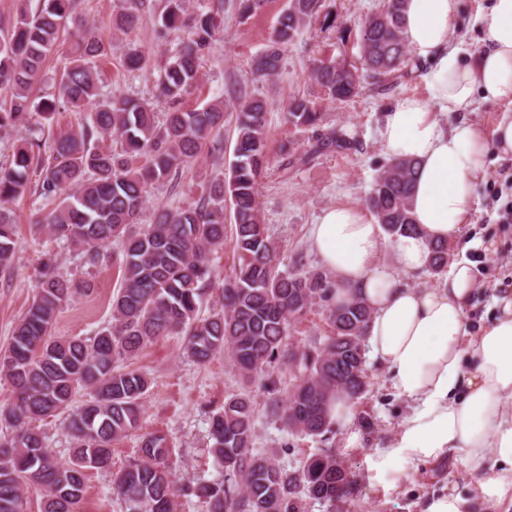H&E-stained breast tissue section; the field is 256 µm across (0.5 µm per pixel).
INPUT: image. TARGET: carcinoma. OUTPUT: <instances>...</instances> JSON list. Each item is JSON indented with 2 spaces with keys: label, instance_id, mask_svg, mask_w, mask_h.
<instances>
[{
  "label": "carcinoma",
  "instance_id": "1",
  "mask_svg": "<svg viewBox=\"0 0 512 512\" xmlns=\"http://www.w3.org/2000/svg\"><path fill=\"white\" fill-rule=\"evenodd\" d=\"M111 26L126 35L155 10L149 0H122ZM320 0H288L278 16L268 48L251 60L253 74H278L284 49L299 32L323 18ZM404 0H384L364 24L360 36L361 66L322 62L310 78L329 99L343 102L362 89V74L383 81L408 65L411 51L402 30ZM157 22L165 32H185L174 54L157 69L158 96L171 104L164 116L121 94L104 98L94 64L108 48L87 31L70 48L68 62L54 91L32 96L44 65L57 49L60 33L76 19L75 0H15L13 15L0 20V88L10 92L0 102V131L24 127L32 115L54 119L60 107L87 116L57 138L50 155L37 139L27 140L0 166V270L12 264L16 224L9 205L30 184L52 204L38 234L63 240L80 251L83 264L97 267L112 239L124 240L122 282L112 298V322L94 336L59 337L52 331L61 307L78 288L58 272L49 257L34 285L25 315L11 342L0 350V378L13 387V401L0 408V423L10 432L0 439V512H25V490L43 492V512H80L86 475L112 463V444L138 428L142 400L149 389L144 373L127 361L153 341L182 336L185 352L199 363L227 352L242 375L260 379L269 394L278 392L282 367L297 371L283 403L273 400L271 413L284 425L307 436L330 431V403L353 402L367 391L368 370L358 350L364 347L371 320L360 300H336V281L325 271L298 262L280 269L277 248L262 221L260 179L268 159L267 103L248 98L234 120V145L227 172L208 181L198 200L173 208L157 206L150 223H141L150 190L173 181L204 151H224V106L186 109L182 101L198 82L199 67L216 48L224 12L190 8L189 0H161ZM149 63L137 47L129 49L125 71ZM288 123L309 129L321 115L312 103L295 98L288 104ZM120 137V149L100 145ZM340 130L317 134L306 156L348 148ZM415 163L392 161L382 167L365 200L384 231L395 237L414 232L409 198ZM236 256L233 274L224 279L222 306L200 315L207 287L217 278L212 251L226 242ZM427 270L448 268V244L430 248ZM315 305L327 313L332 335L319 347L295 350L288 342L292 326ZM90 399L73 406L78 390ZM67 414L73 443L69 460L47 447L35 422ZM254 404L239 393L224 400L211 420V454L220 477L198 487L179 489L169 466L171 442L166 435L142 436L136 456L112 473V493L122 512H175L179 493L201 500L202 512H303L310 498L330 507L353 491L351 471L336 449L323 448L298 470H287L254 451Z\"/></svg>",
  "mask_w": 512,
  "mask_h": 512
}]
</instances>
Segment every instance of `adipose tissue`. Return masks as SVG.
<instances>
[{
    "instance_id": "ef3b65f1",
    "label": "adipose tissue",
    "mask_w": 512,
    "mask_h": 512,
    "mask_svg": "<svg viewBox=\"0 0 512 512\" xmlns=\"http://www.w3.org/2000/svg\"><path fill=\"white\" fill-rule=\"evenodd\" d=\"M457 10L458 0H406L404 36L429 64V95L398 101L381 129L387 155L416 164L418 233L388 241L362 211L336 206L313 225L311 240L339 298L370 307V354L387 367L395 393L415 404L384 466L461 456L474 498L443 495L423 512H500L512 505V293L494 297L498 318L473 335L466 316L478 272L468 260L450 262L436 288L403 281L425 268L430 242L458 241L490 144L512 152V116H502L490 135L470 118L481 98L512 107V0H492L486 43L473 54L450 39Z\"/></svg>"
}]
</instances>
